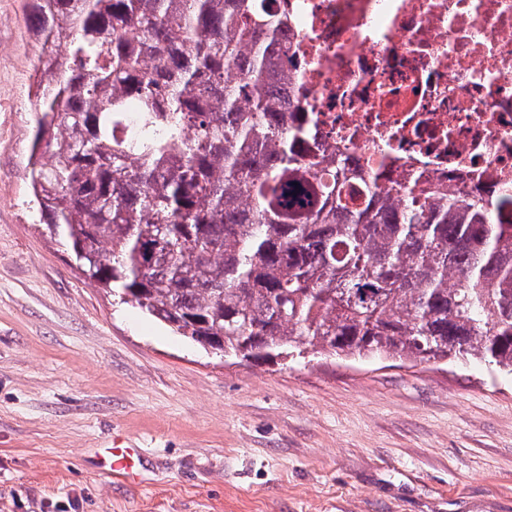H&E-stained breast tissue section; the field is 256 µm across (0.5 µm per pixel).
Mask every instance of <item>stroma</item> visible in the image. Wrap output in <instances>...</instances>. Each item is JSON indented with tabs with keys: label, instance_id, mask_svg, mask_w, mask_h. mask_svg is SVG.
Here are the masks:
<instances>
[{
	"label": "stroma",
	"instance_id": "1",
	"mask_svg": "<svg viewBox=\"0 0 512 512\" xmlns=\"http://www.w3.org/2000/svg\"><path fill=\"white\" fill-rule=\"evenodd\" d=\"M28 3L0 0V512H512V376L226 361L86 279L28 204ZM139 457L140 454L136 451V448L113 445L106 450L105 465L113 475L130 478L136 475L137 462L140 461Z\"/></svg>",
	"mask_w": 512,
	"mask_h": 512
}]
</instances>
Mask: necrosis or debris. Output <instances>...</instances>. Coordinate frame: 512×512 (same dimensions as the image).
<instances>
[{"label":"necrosis or debris","mask_w":512,"mask_h":512,"mask_svg":"<svg viewBox=\"0 0 512 512\" xmlns=\"http://www.w3.org/2000/svg\"><path fill=\"white\" fill-rule=\"evenodd\" d=\"M291 102L376 187L512 193V0H276Z\"/></svg>","instance_id":"obj_1"}]
</instances>
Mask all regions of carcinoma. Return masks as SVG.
Segmentation results:
<instances>
[{
	"instance_id": "cac0c4a2",
	"label": "carcinoma",
	"mask_w": 512,
	"mask_h": 512,
	"mask_svg": "<svg viewBox=\"0 0 512 512\" xmlns=\"http://www.w3.org/2000/svg\"><path fill=\"white\" fill-rule=\"evenodd\" d=\"M30 21L31 202L89 279L254 360L512 375V194L373 190L290 107L273 0H32Z\"/></svg>"
}]
</instances>
